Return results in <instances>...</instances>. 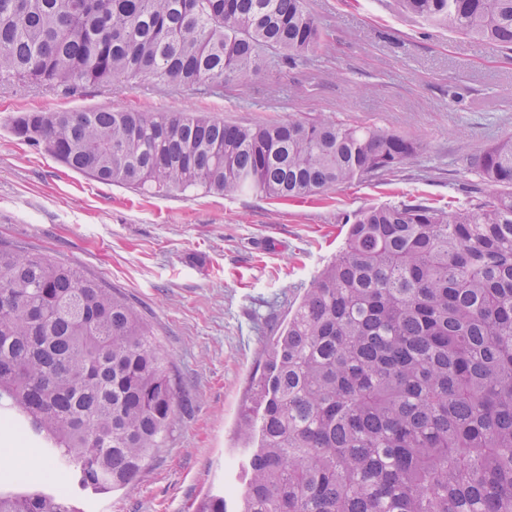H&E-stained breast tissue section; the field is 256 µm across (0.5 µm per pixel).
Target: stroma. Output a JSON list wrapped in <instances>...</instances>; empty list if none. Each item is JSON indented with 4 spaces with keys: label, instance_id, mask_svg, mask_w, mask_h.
I'll return each instance as SVG.
<instances>
[{
    "label": "stroma",
    "instance_id": "1",
    "mask_svg": "<svg viewBox=\"0 0 512 512\" xmlns=\"http://www.w3.org/2000/svg\"><path fill=\"white\" fill-rule=\"evenodd\" d=\"M325 34L308 68H267L247 85L103 88L0 81V241L43 254L120 294L153 330L189 406L136 482L84 495L80 512H194L208 489L236 485L237 413L303 291L341 250L343 216L414 200L487 198L479 157L512 142V53L400 13L395 0H307ZM206 112L249 124L320 117L417 137L388 182L361 180L275 202L171 192L151 196L71 171L17 139L25 111ZM48 461L0 457V489Z\"/></svg>",
    "mask_w": 512,
    "mask_h": 512
}]
</instances>
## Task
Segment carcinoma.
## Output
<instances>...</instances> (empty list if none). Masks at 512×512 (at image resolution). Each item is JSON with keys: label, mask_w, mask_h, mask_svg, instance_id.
Listing matches in <instances>:
<instances>
[{"label": "carcinoma", "mask_w": 512, "mask_h": 512, "mask_svg": "<svg viewBox=\"0 0 512 512\" xmlns=\"http://www.w3.org/2000/svg\"><path fill=\"white\" fill-rule=\"evenodd\" d=\"M512 50V0H398ZM322 45L306 0H0V79L109 87L243 84ZM13 133L70 169L154 195L296 199L396 175L417 139L381 126L229 123L205 112H25ZM498 192L465 207L360 210L238 413L243 491L195 512H512V144L479 159ZM166 356L110 288L0 243V430L66 477L0 512H79L129 487L183 408Z\"/></svg>", "instance_id": "carcinoma-1"}]
</instances>
